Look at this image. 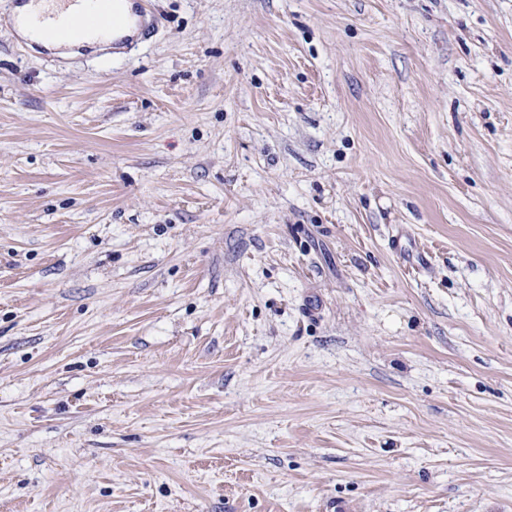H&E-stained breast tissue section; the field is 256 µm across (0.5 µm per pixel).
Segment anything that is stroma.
<instances>
[{
  "mask_svg": "<svg viewBox=\"0 0 512 512\" xmlns=\"http://www.w3.org/2000/svg\"><path fill=\"white\" fill-rule=\"evenodd\" d=\"M0 13V512H512V0ZM121 0H15L14 5L43 4V10L28 13L23 16L12 14L14 21L26 25L34 34H40L50 29L52 34L59 38H83L88 34L108 36L112 34V53H117L132 44L134 39L149 34L150 27L154 26L155 18L147 8V1H137L133 16L128 21L118 14L114 5ZM112 2V10L102 9V4ZM83 4L82 11H74L73 5ZM126 23H131L137 35L119 36L117 32Z\"/></svg>",
  "mask_w": 512,
  "mask_h": 512,
  "instance_id": "1",
  "label": "stroma"
}]
</instances>
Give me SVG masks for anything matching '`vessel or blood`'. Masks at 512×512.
Segmentation results:
<instances>
[{
  "label": "vessel or blood",
  "mask_w": 512,
  "mask_h": 512,
  "mask_svg": "<svg viewBox=\"0 0 512 512\" xmlns=\"http://www.w3.org/2000/svg\"><path fill=\"white\" fill-rule=\"evenodd\" d=\"M40 11L20 16V23L39 34L51 30L60 38H82L89 34L107 36L113 51L132 44L133 38L121 35L125 23H132L138 36L149 34L155 18L146 8V0H137L132 18L126 19L116 10L103 9L104 0H39ZM136 35V36H137Z\"/></svg>",
  "instance_id": "1"
}]
</instances>
